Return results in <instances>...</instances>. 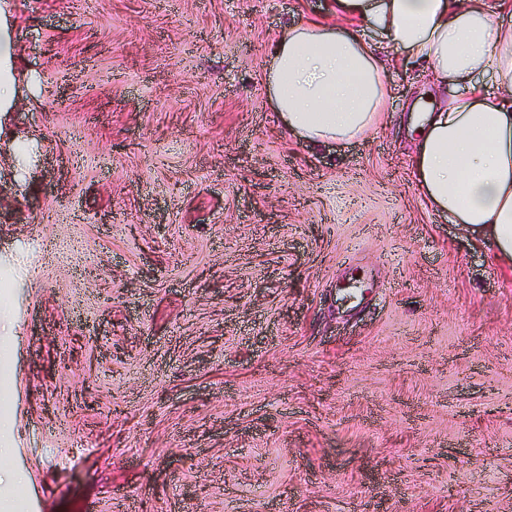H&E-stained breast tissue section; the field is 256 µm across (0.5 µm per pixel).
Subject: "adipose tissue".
Masks as SVG:
<instances>
[{"instance_id": "1", "label": "adipose tissue", "mask_w": 512, "mask_h": 512, "mask_svg": "<svg viewBox=\"0 0 512 512\" xmlns=\"http://www.w3.org/2000/svg\"><path fill=\"white\" fill-rule=\"evenodd\" d=\"M333 20L282 28L264 93L308 145L377 132L391 53L425 64L443 105L416 102L410 152L427 206L512 268V0H332Z\"/></svg>"}]
</instances>
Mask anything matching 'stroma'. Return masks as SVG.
<instances>
[{
    "label": "stroma",
    "instance_id": "35a3bbf8",
    "mask_svg": "<svg viewBox=\"0 0 512 512\" xmlns=\"http://www.w3.org/2000/svg\"><path fill=\"white\" fill-rule=\"evenodd\" d=\"M0 512H512V272L408 167L428 77L297 143L327 0H5ZM14 44L11 29L2 21L0 27V112H7L14 95V77L11 61Z\"/></svg>",
    "mask_w": 512,
    "mask_h": 512
}]
</instances>
